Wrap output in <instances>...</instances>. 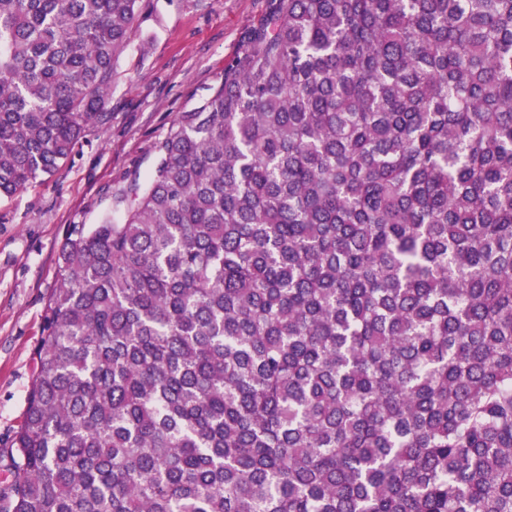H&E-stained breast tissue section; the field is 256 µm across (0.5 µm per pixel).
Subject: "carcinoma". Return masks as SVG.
I'll return each mask as SVG.
<instances>
[{
  "label": "carcinoma",
  "instance_id": "cac0c4a2",
  "mask_svg": "<svg viewBox=\"0 0 512 512\" xmlns=\"http://www.w3.org/2000/svg\"><path fill=\"white\" fill-rule=\"evenodd\" d=\"M139 8L0 0L1 199L110 122ZM112 209L4 512H512V0H267Z\"/></svg>",
  "mask_w": 512,
  "mask_h": 512
}]
</instances>
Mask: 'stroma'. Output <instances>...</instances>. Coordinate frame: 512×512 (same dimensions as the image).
<instances>
[{
	"label": "stroma",
	"instance_id": "1",
	"mask_svg": "<svg viewBox=\"0 0 512 512\" xmlns=\"http://www.w3.org/2000/svg\"><path fill=\"white\" fill-rule=\"evenodd\" d=\"M267 0H141L115 64L112 117L53 175L0 200V448L26 408L44 304L57 288L68 225L97 224L133 175H148L155 146L179 113L197 108L224 78Z\"/></svg>",
	"mask_w": 512,
	"mask_h": 512
}]
</instances>
